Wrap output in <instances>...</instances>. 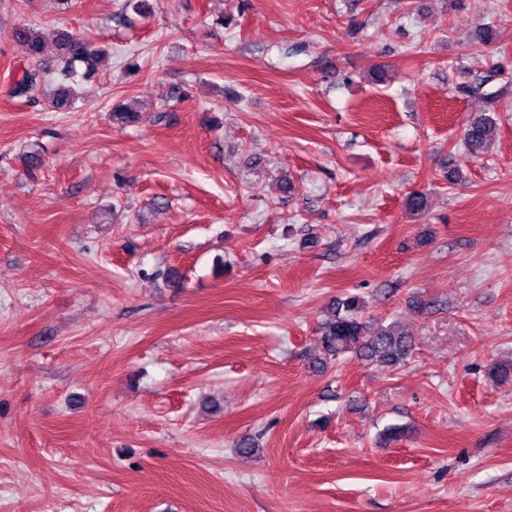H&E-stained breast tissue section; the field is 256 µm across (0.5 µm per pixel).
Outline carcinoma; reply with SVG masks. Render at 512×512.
<instances>
[{"mask_svg": "<svg viewBox=\"0 0 512 512\" xmlns=\"http://www.w3.org/2000/svg\"><path fill=\"white\" fill-rule=\"evenodd\" d=\"M13 37L25 43L32 59L39 61L44 54V41L33 27H19ZM99 53L91 50L88 42L68 32H62L57 39V59L60 69V83L53 94L51 105L55 109L68 108L73 103L75 77H88L96 71ZM84 67L78 72L77 67ZM45 88V74L33 69L23 74L15 83L12 94L15 97L33 99ZM495 118L484 112L470 117L461 131L462 141L469 149L479 152L486 148L496 129ZM366 301L357 295H348L335 302L333 319L320 327V347L327 355L337 357L354 351L373 364L388 368H399L407 364L414 349L413 339L394 324L379 326L368 333L363 319Z\"/></svg>", "mask_w": 512, "mask_h": 512, "instance_id": "1", "label": "carcinoma"}]
</instances>
